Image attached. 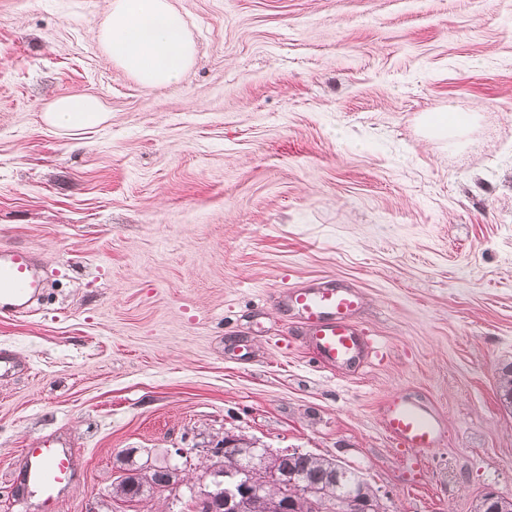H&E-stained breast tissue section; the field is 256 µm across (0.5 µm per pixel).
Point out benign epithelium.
<instances>
[{
	"label": "benign epithelium",
	"mask_w": 512,
	"mask_h": 512,
	"mask_svg": "<svg viewBox=\"0 0 512 512\" xmlns=\"http://www.w3.org/2000/svg\"><path fill=\"white\" fill-rule=\"evenodd\" d=\"M249 450L253 453L252 465L265 473L268 479L279 488V493L269 497L263 504L262 512H288L299 491V484L304 482L286 470H279L275 463L282 458L281 452L269 448H259L255 443L227 435L224 445L210 449L215 456L233 459L239 452ZM195 512H211L213 506L224 504L225 512H254V500L258 496V488L250 481H243L233 487L220 484L194 485L190 489Z\"/></svg>",
	"instance_id": "7a95c632"
}]
</instances>
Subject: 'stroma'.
<instances>
[{
  "label": "stroma",
  "instance_id": "obj_1",
  "mask_svg": "<svg viewBox=\"0 0 512 512\" xmlns=\"http://www.w3.org/2000/svg\"><path fill=\"white\" fill-rule=\"evenodd\" d=\"M195 41L178 85L143 88L97 30L108 0H0V248L46 288L0 309V512H168L235 435L336 460L382 512L512 500V0H175ZM110 118L63 133L55 98ZM476 113L449 145L421 124ZM333 276L364 293L380 354L315 363L278 296ZM404 391L444 446L396 447ZM75 449L52 507L8 489L22 449ZM176 489L110 499L124 471ZM109 117L99 97L73 93L53 100L44 111L45 122L59 131L93 128ZM172 476L171 466H159L157 468H153L150 477L152 485L147 486L149 489H153L154 487H166L168 486L170 479ZM147 487H145L142 491L132 489H126L121 483H118L115 488V494L123 501H138L142 496L145 495L147 491Z\"/></svg>",
  "mask_w": 512,
  "mask_h": 512
}]
</instances>
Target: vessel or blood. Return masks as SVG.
Returning <instances> with one entry per match:
<instances>
[{
    "instance_id": "vessel-or-blood-1",
    "label": "vessel or blood",
    "mask_w": 512,
    "mask_h": 512,
    "mask_svg": "<svg viewBox=\"0 0 512 512\" xmlns=\"http://www.w3.org/2000/svg\"><path fill=\"white\" fill-rule=\"evenodd\" d=\"M35 264L36 257L28 249L0 250V302H7L17 312L28 307L42 286L34 273ZM280 302L297 317L303 339L319 366L359 367L366 363L373 344L358 323L365 306L359 289L324 278L304 288L287 289L281 293ZM382 423L401 448L425 450L446 441L437 409L404 393L387 397ZM24 459L25 483L39 490L48 504L56 501L76 476V456L70 448L46 444L28 448Z\"/></svg>"
}]
</instances>
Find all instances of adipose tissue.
Returning a JSON list of instances; mask_svg holds the SVG:
<instances>
[{
    "label": "adipose tissue",
    "mask_w": 512,
    "mask_h": 512,
    "mask_svg": "<svg viewBox=\"0 0 512 512\" xmlns=\"http://www.w3.org/2000/svg\"><path fill=\"white\" fill-rule=\"evenodd\" d=\"M98 39L112 61L147 88L178 84L196 57L173 0H111ZM108 117L100 98L85 93L61 96L44 111L45 122L64 132L96 127Z\"/></svg>",
    "instance_id": "ef3b65f1"
}]
</instances>
